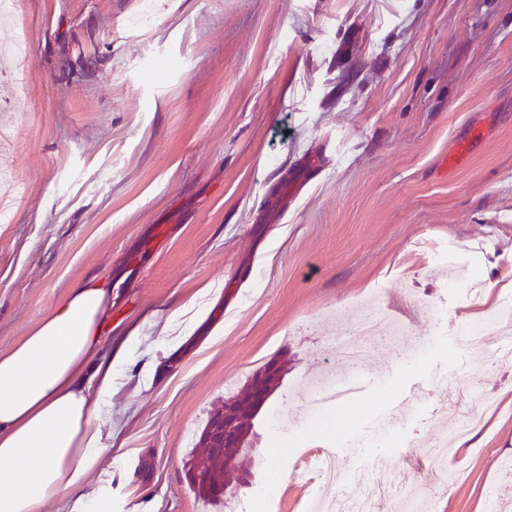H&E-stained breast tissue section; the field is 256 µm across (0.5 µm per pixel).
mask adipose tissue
Wrapping results in <instances>:
<instances>
[{
	"mask_svg": "<svg viewBox=\"0 0 512 512\" xmlns=\"http://www.w3.org/2000/svg\"><path fill=\"white\" fill-rule=\"evenodd\" d=\"M112 289L91 279L0 354V512H42L47 500L85 499L112 451L96 445L124 354L103 356Z\"/></svg>",
	"mask_w": 512,
	"mask_h": 512,
	"instance_id": "ef3b65f1",
	"label": "adipose tissue"
}]
</instances>
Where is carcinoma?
I'll return each instance as SVG.
<instances>
[{"instance_id":"cac0c4a2","label":"carcinoma","mask_w":512,"mask_h":512,"mask_svg":"<svg viewBox=\"0 0 512 512\" xmlns=\"http://www.w3.org/2000/svg\"><path fill=\"white\" fill-rule=\"evenodd\" d=\"M270 395L269 391L254 394L251 392V383H246L241 390L224 398V409H219L210 416L200 435L199 443L206 446L210 428L223 419L224 414L227 413L236 418L242 431L237 445L224 449V454L234 460V466L240 471L237 483L241 487L249 484L251 477L249 467L253 462L254 451L252 432L247 428L244 417L249 414L257 415ZM228 474L229 471L221 468V459L213 457L210 450L206 451L204 457L191 458L186 463V475L195 496L208 502H224L226 504L230 502L233 492L229 490L231 484Z\"/></svg>"}]
</instances>
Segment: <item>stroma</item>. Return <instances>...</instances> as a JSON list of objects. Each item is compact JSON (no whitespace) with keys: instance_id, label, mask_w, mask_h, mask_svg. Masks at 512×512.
Segmentation results:
<instances>
[{"instance_id":"obj_1","label":"stroma","mask_w":512,"mask_h":512,"mask_svg":"<svg viewBox=\"0 0 512 512\" xmlns=\"http://www.w3.org/2000/svg\"><path fill=\"white\" fill-rule=\"evenodd\" d=\"M20 40L0 87V196L23 193L0 222V352L93 278L121 283L104 350L141 336L81 512H307L336 494L314 458L352 444L438 512L512 507V364L459 334L512 292V0H20L0 45ZM459 268L482 296L448 290ZM369 300L431 342L375 337L352 374L333 345ZM274 356L249 487L197 499L185 463L210 414ZM351 375L361 393L301 411L309 379ZM465 386L495 404L449 442L441 492L431 444Z\"/></svg>"}]
</instances>
